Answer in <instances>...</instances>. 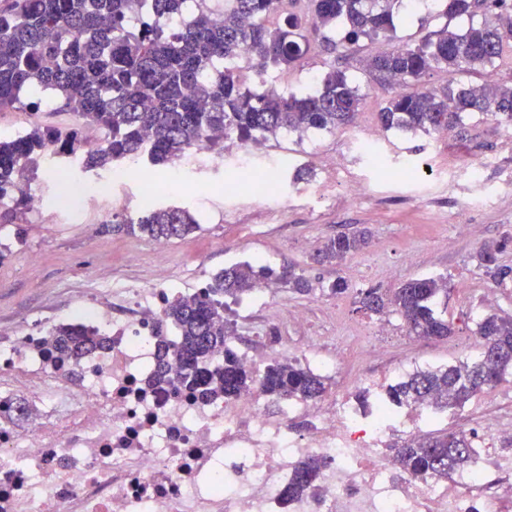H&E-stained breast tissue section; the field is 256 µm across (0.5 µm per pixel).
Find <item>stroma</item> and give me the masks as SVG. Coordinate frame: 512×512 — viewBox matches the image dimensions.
<instances>
[{
  "mask_svg": "<svg viewBox=\"0 0 512 512\" xmlns=\"http://www.w3.org/2000/svg\"><path fill=\"white\" fill-rule=\"evenodd\" d=\"M395 23L398 40L417 44L443 28L463 27L466 20L446 19L427 0H399ZM308 39L310 50L300 64L269 72L268 82L288 91L309 92L333 66L359 85L363 101L353 125L301 138L292 134L272 139L252 155L254 168L273 171L288 198L287 211L256 203L247 187L224 195V183L237 176V157L225 156L216 166L209 161V151H199L196 158L177 161L174 168L152 171L159 183L178 180L179 191L170 202L188 209L200 224L194 234L171 240L166 252L159 254L145 237L96 234L97 225L112 219L108 194L97 196L78 218L56 208L52 202L58 190L56 174L40 166L35 184L45 199L42 209L20 215L15 223L0 224V243L10 249L0 263V326L23 324L47 312H66L93 291L103 267L118 279H145L153 268L162 266L184 287L192 288L202 274H215L246 258L275 268L294 265L312 282L310 295L273 289L269 308L307 310L305 325H289L288 341L320 340L322 354L336 362L330 392L345 388L358 393L368 378L394 382L409 359L425 368L472 356L470 339L477 316L512 314V282L494 286L477 260L485 243L512 233V146L504 140V126L476 115L465 133L452 130L441 140L432 134L384 129L378 114L400 88L370 80L360 60L386 50V42L364 40L355 51L334 53L319 35L309 34ZM489 75L512 83L511 51H504L494 70L477 66L452 77L436 70L421 84L440 87L452 78L475 86ZM72 122L71 113L51 105L0 111V128L23 133ZM374 130L380 133L377 148L383 168L379 171L357 147L359 139ZM486 155L494 157V164L483 168L479 177H471L469 165ZM303 166L309 169V178L296 179ZM349 184L367 188L353 207L342 192ZM472 199L483 200V207L466 209ZM460 224L474 225L473 235L458 236ZM356 230L369 237L365 249L338 267L317 263L316 254L327 238ZM34 252L43 257L35 267L28 263ZM425 276L447 278L448 318L454 334L442 340L414 338L404 345L401 318L392 313L383 321L363 311L360 293L369 288L390 291ZM339 277L347 281L349 290L336 297L329 287ZM490 414L512 418L511 373L435 426L477 434Z\"/></svg>",
  "mask_w": 512,
  "mask_h": 512,
  "instance_id": "obj_1",
  "label": "stroma"
}]
</instances>
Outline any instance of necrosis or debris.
Segmentation results:
<instances>
[{
    "instance_id": "necrosis-or-debris-1",
    "label": "necrosis or debris",
    "mask_w": 512,
    "mask_h": 512,
    "mask_svg": "<svg viewBox=\"0 0 512 512\" xmlns=\"http://www.w3.org/2000/svg\"><path fill=\"white\" fill-rule=\"evenodd\" d=\"M99 288L122 315L92 294L66 314L0 328V512H500L503 496L479 489L489 467L512 474V450L490 445L503 419L486 423L459 477L395 479L383 445L422 434V413L384 422L345 396L308 404L256 389L228 400L148 388L157 323L180 291L163 268L147 280L103 274ZM57 329L112 342L76 364L50 348ZM300 414L304 437L292 431ZM307 455L327 461L319 488L286 500Z\"/></svg>"
}]
</instances>
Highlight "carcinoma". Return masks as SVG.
I'll return each instance as SVG.
<instances>
[{
	"mask_svg": "<svg viewBox=\"0 0 512 512\" xmlns=\"http://www.w3.org/2000/svg\"><path fill=\"white\" fill-rule=\"evenodd\" d=\"M298 0H228L213 12L206 0H0V110L36 108L56 100L57 109L72 113L71 127H35L23 135H0V223L12 224L18 212L31 209L27 184L39 160L48 153L68 159L86 171L108 172L128 158L153 167L169 166L191 149L211 148L228 131L242 143L265 142L282 133L303 136L332 132L354 124L363 95L346 73L334 67L315 92L301 95L273 86L250 89L240 76V55L252 70L293 66L308 49L302 17L288 11ZM315 29L343 35L325 41L336 49L354 48L361 40L384 38L393 46L364 60L377 80L418 83L430 71L453 74L465 67L493 65L505 47L512 48V0H435L443 15L466 16L469 24L446 29L418 45L396 42L394 5L399 0H304ZM497 12L496 20H474L471 7ZM476 112L512 125V85L489 80L457 88L402 92L379 112L382 125L399 132L436 133L465 129ZM104 133L101 144L86 146L81 128ZM199 224L179 206H153L139 213L115 215L97 233L144 236L169 241L189 236ZM368 244L366 233H340L319 249L317 262L339 264ZM512 251V235L484 245L478 258L486 275L501 283L512 267L499 256ZM309 294L312 283L292 266L256 269L233 264L214 276L205 297H178L169 303L160 324V343L153 377L206 395L214 387L230 399L253 387L276 399L314 400L328 389L327 379L296 359L276 361L262 373L245 366L225 349L233 325L224 317V299H238L258 277ZM448 297L443 277H420L389 296L377 288L361 293L364 310L379 314L390 307L409 333L445 339L453 332L439 308ZM478 353L433 369L416 370L397 379L382 393L391 409L426 404L438 411L462 409L479 392L494 387L512 370V316L484 314L475 323ZM104 341L60 330L54 346L78 360ZM224 350V363L214 355ZM180 364L171 375L169 358ZM474 441L466 432L435 431L418 440L398 441L389 452L414 477L444 480L468 466ZM324 461L301 460L283 495L296 499L317 488Z\"/></svg>",
	"mask_w": 512,
	"mask_h": 512,
	"instance_id": "cac0c4a2",
	"label": "carcinoma"
}]
</instances>
